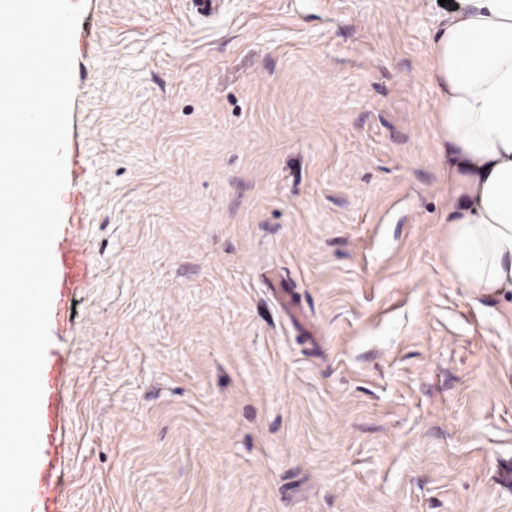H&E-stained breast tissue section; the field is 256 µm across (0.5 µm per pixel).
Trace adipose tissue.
I'll use <instances>...</instances> for the list:
<instances>
[{"instance_id":"1","label":"adipose tissue","mask_w":512,"mask_h":512,"mask_svg":"<svg viewBox=\"0 0 512 512\" xmlns=\"http://www.w3.org/2000/svg\"><path fill=\"white\" fill-rule=\"evenodd\" d=\"M431 81L450 157L451 276L492 295L512 288V0H454Z\"/></svg>"}]
</instances>
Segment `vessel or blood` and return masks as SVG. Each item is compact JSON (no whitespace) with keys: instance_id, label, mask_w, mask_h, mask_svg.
<instances>
[{"instance_id":"obj_1","label":"vessel or blood","mask_w":512,"mask_h":512,"mask_svg":"<svg viewBox=\"0 0 512 512\" xmlns=\"http://www.w3.org/2000/svg\"><path fill=\"white\" fill-rule=\"evenodd\" d=\"M86 150V142L80 138L68 139L65 147L72 181L62 190L59 203L67 221L61 225L52 246L56 278L51 317L61 337L72 333L75 320L74 298L95 274V266L85 241V210L75 184L84 168ZM69 369L68 354L59 348L48 347L41 373L39 461L33 474L28 512H62L59 490L62 455L61 393Z\"/></svg>"}]
</instances>
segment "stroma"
Instances as JSON below:
<instances>
[{
  "instance_id": "stroma-1",
  "label": "stroma",
  "mask_w": 512,
  "mask_h": 512,
  "mask_svg": "<svg viewBox=\"0 0 512 512\" xmlns=\"http://www.w3.org/2000/svg\"><path fill=\"white\" fill-rule=\"evenodd\" d=\"M444 11L87 0L62 512H512V290L450 276Z\"/></svg>"
}]
</instances>
